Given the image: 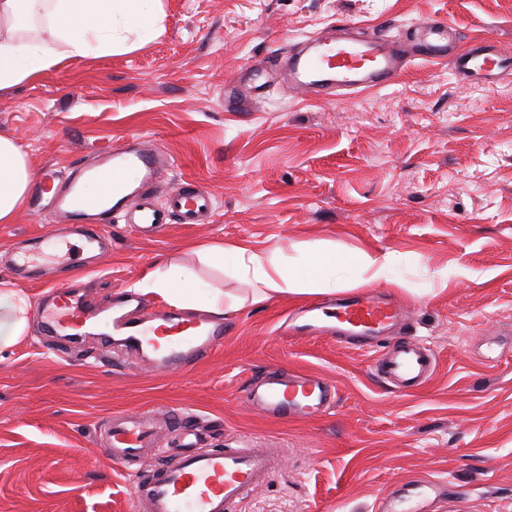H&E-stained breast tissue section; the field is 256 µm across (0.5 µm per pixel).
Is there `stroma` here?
<instances>
[{
  "instance_id": "1",
  "label": "stroma",
  "mask_w": 512,
  "mask_h": 512,
  "mask_svg": "<svg viewBox=\"0 0 512 512\" xmlns=\"http://www.w3.org/2000/svg\"><path fill=\"white\" fill-rule=\"evenodd\" d=\"M165 32L141 48L70 63L0 93V135L35 173H65L132 134L174 162L156 199L190 180L215 198L203 224L144 237L112 221L110 252L72 278L94 300L119 299L157 261L178 257L225 301L224 345L176 374L129 369L96 336L64 344L41 332L43 284L13 270L18 242L50 231L26 208L0 224V280L35 307L27 336L0 353V512H134V479L95 444L101 423L147 408L188 411L201 448H273L267 481L238 512H375L410 478L438 479L429 512H512V79L455 77L412 60L394 84L327 102L273 77L277 56L341 22L399 40L447 22L460 42L485 34L512 48V0H163ZM234 86L245 109H224ZM288 253L393 252L389 290L407 309L394 335L430 346L418 392L377 376L376 351L279 327L303 298L249 306L232 269L204 267L197 243ZM272 366L318 372L336 387L320 417L276 421L246 389Z\"/></svg>"
}]
</instances>
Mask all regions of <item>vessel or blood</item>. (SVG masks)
I'll return each mask as SVG.
<instances>
[{
    "mask_svg": "<svg viewBox=\"0 0 512 512\" xmlns=\"http://www.w3.org/2000/svg\"><path fill=\"white\" fill-rule=\"evenodd\" d=\"M416 58L447 63L463 79L495 82L512 76L511 49L481 37L472 39L464 52H449L447 23L431 21L421 28L418 42L409 46L388 39L379 29L356 37L335 31L318 34L288 56L287 85L332 101L395 82ZM169 163L155 139L132 135L122 145L74 165L63 182H56L54 173L44 172L35 205L64 230L48 233L33 244L18 264V272L42 276L41 259L48 252L60 253L70 267L85 256L102 253L107 245L103 222L121 214L147 230L173 218L182 224L200 223L211 212L212 199L194 184L173 188L161 207L149 195L150 186ZM90 183L103 186L97 198H88L84 192ZM39 313L59 336L97 319L103 335L124 336L132 364L147 363L167 373L195 367L224 344L223 321L167 310L134 314L108 306L92 309L80 297H59L54 287L44 296ZM404 316L403 305L392 296L369 291L337 300L331 311L320 305L295 311L285 331L292 337L382 348L378 372L401 390L413 392L431 377L437 360L420 343L391 340V329ZM247 400L273 420H308L335 404L336 388L318 373L272 368L250 385ZM162 424L185 433L195 429L183 412L129 413L105 421L96 444L113 464L126 468L141 461L144 449L157 447ZM275 461V452L265 448L184 449L173 463L155 465L134 484L137 512H237L238 504L266 481ZM441 490L436 480L403 484L378 502L376 512H425L429 498Z\"/></svg>",
    "mask_w": 512,
    "mask_h": 512,
    "instance_id": "1",
    "label": "vessel or blood"
}]
</instances>
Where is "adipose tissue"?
<instances>
[{"label":"adipose tissue","mask_w":512,"mask_h":512,"mask_svg":"<svg viewBox=\"0 0 512 512\" xmlns=\"http://www.w3.org/2000/svg\"><path fill=\"white\" fill-rule=\"evenodd\" d=\"M162 0H0V91L11 89L96 54L130 51L156 39L164 30ZM34 170L14 139L0 136V223H12L34 187ZM199 260L230 266L252 285L251 304L277 294L311 295L335 291L337 277L358 285L394 280V253L326 249L287 257L281 251L242 246H193ZM141 294H159L181 309L202 308L224 316L232 307L217 288L186 275L175 262L158 267L138 281ZM30 296L0 281V352L17 345L29 327Z\"/></svg>","instance_id":"ef3b65f1"}]
</instances>
